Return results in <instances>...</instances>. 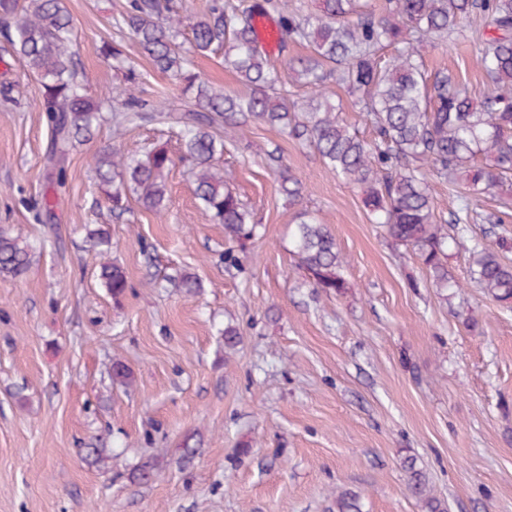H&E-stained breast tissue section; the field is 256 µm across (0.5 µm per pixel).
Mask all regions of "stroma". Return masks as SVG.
I'll return each instance as SVG.
<instances>
[{
  "instance_id": "1",
  "label": "stroma",
  "mask_w": 512,
  "mask_h": 512,
  "mask_svg": "<svg viewBox=\"0 0 512 512\" xmlns=\"http://www.w3.org/2000/svg\"><path fill=\"white\" fill-rule=\"evenodd\" d=\"M63 3L92 95L123 80L98 52L109 41L134 66L143 98L192 108L132 35L113 28L125 0ZM482 32L473 17L448 44L423 45L427 69L482 91ZM14 83L20 94L0 97V228L39 247L23 278L0 276V512H329L340 489L359 493L364 512H423L406 488L410 456L448 512H512V307L483 294L470 272L477 243L508 242L512 260V194L477 205L499 224L457 225L459 189L434 183L436 218L455 239L454 286L440 289L371 223L359 188L256 124L222 158L261 226L240 272L224 265V227L200 208L189 162L171 169L160 217L133 199L114 214L93 182L99 148L135 154L156 143L176 155L177 127H95L72 148L58 194L35 107L40 84L0 39V85ZM276 146L304 185V205L336 238L344 294L316 293L295 266V208L266 160ZM45 198L53 220L38 224ZM101 226L112 237L106 257L88 237ZM106 258L128 280L118 301L98 279ZM178 270L194 273L201 292L167 287ZM228 321L242 336L229 355L219 333ZM116 359L131 387L112 382ZM89 448L101 459L86 457ZM153 456L158 476L133 480Z\"/></svg>"
}]
</instances>
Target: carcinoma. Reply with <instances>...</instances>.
<instances>
[{
    "mask_svg": "<svg viewBox=\"0 0 512 512\" xmlns=\"http://www.w3.org/2000/svg\"><path fill=\"white\" fill-rule=\"evenodd\" d=\"M479 16L489 33L476 56L485 90L479 98L454 75L425 69L418 45L442 44L459 32L463 21ZM275 18L276 44L305 45L310 54L291 59V81L309 89L292 98L281 70L260 41L257 21ZM128 30L153 66L195 93L197 108L176 111L164 101L140 96L134 70L124 82L98 99L89 95L74 58L70 15L61 0H0V36L12 55L41 86L38 111L48 126L46 160L56 174L54 185H66L70 147L103 118L106 102L120 107L109 120L119 127L140 124L148 113L182 130V157L191 162L196 198L212 221L224 225V238L237 248L224 251L225 265L243 269L245 246L257 236L250 207L231 187L219 159L256 122L279 127L313 149L334 175L358 186L371 221L385 228L396 245L412 249L439 288L448 279V231L435 221L433 189L428 177L466 191L452 223L491 221L470 200L512 181V0H388L376 14L369 0H320L313 16L290 8L288 0H210L207 12L189 14L183 0H126L112 20ZM190 35L192 54L179 37ZM392 49L382 60L380 51ZM224 50L230 69L247 92L216 89L193 69L192 56ZM355 96V107L372 130L365 140L340 117V108L324 89L330 80ZM280 193L300 202L303 185L284 164L276 146L267 152ZM174 159L163 145H151L138 156L107 147L93 154L91 168L106 187L114 211L127 209L133 197L160 215L166 207L167 177ZM292 237L296 263L317 292L342 294L344 258L336 239L317 214L299 208ZM33 246L21 236L0 230V275L20 278L31 265ZM473 282L503 305L512 304V263L497 251L475 246ZM100 278L112 297L123 296L128 281L121 267L105 261ZM170 284L198 291L194 274L177 273ZM225 354L241 342L239 329L224 325ZM112 381L130 387L133 376L119 360L112 362ZM410 493L424 512H448L447 503L430 489L426 473L413 458L403 461ZM333 512H362L360 496L336 492Z\"/></svg>",
    "mask_w": 512,
    "mask_h": 512,
    "instance_id": "1",
    "label": "carcinoma"
}]
</instances>
